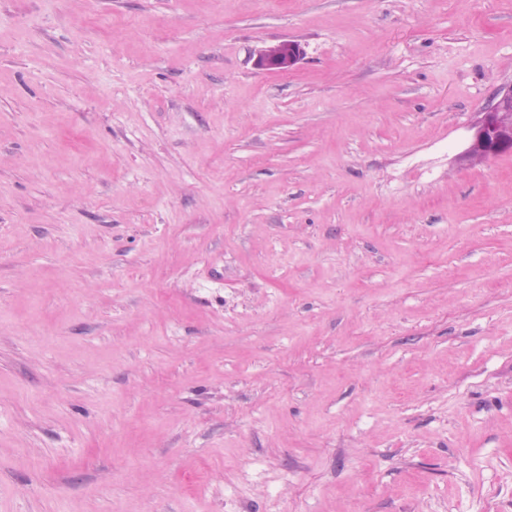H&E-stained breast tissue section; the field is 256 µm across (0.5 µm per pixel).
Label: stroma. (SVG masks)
<instances>
[{
	"label": "stroma",
	"instance_id": "1",
	"mask_svg": "<svg viewBox=\"0 0 512 512\" xmlns=\"http://www.w3.org/2000/svg\"><path fill=\"white\" fill-rule=\"evenodd\" d=\"M510 80L512 0H0V512H512ZM302 56L298 43L285 41L260 53L256 65L262 69L287 73L296 67ZM512 80L500 86L489 104L477 112L469 125L465 146L458 155L461 164L490 159L512 152Z\"/></svg>",
	"mask_w": 512,
	"mask_h": 512
}]
</instances>
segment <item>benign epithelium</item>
<instances>
[{
    "label": "benign epithelium",
    "mask_w": 512,
    "mask_h": 512,
    "mask_svg": "<svg viewBox=\"0 0 512 512\" xmlns=\"http://www.w3.org/2000/svg\"><path fill=\"white\" fill-rule=\"evenodd\" d=\"M302 56L298 43L285 41L260 53L256 65L287 73L296 67ZM468 130L465 146L457 157L459 163L512 152V81L494 92L489 104L477 112Z\"/></svg>",
    "instance_id": "benign-epithelium-1"
}]
</instances>
